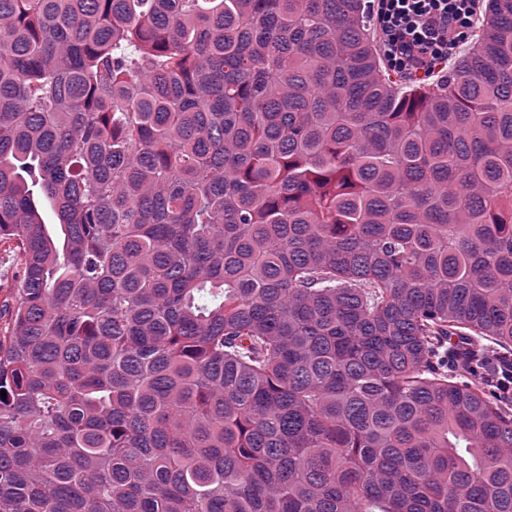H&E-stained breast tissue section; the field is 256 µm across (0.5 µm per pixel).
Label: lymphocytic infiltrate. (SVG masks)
Listing matches in <instances>:
<instances>
[{
    "mask_svg": "<svg viewBox=\"0 0 512 512\" xmlns=\"http://www.w3.org/2000/svg\"><path fill=\"white\" fill-rule=\"evenodd\" d=\"M481 0H369L380 50L391 68L417 79L441 70L468 38Z\"/></svg>",
    "mask_w": 512,
    "mask_h": 512,
    "instance_id": "lymphocytic-infiltrate-1",
    "label": "lymphocytic infiltrate"
}]
</instances>
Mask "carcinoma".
Listing matches in <instances>:
<instances>
[{"instance_id":"cac0c4a2","label":"carcinoma","mask_w":512,"mask_h":512,"mask_svg":"<svg viewBox=\"0 0 512 512\" xmlns=\"http://www.w3.org/2000/svg\"><path fill=\"white\" fill-rule=\"evenodd\" d=\"M367 22L0 0V512H512V0L434 87ZM20 282V265L16 253L10 243L0 242V329L6 330L8 316L3 314L4 305L11 302L15 289Z\"/></svg>"}]
</instances>
